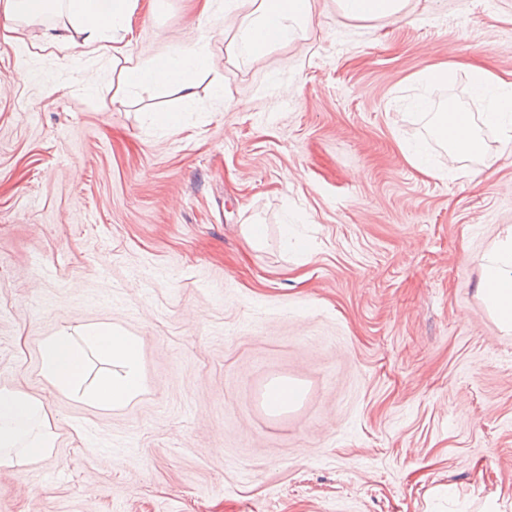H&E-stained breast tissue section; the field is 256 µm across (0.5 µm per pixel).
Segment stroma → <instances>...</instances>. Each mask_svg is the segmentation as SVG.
Returning a JSON list of instances; mask_svg holds the SVG:
<instances>
[{"instance_id": "35a3bbf8", "label": "stroma", "mask_w": 512, "mask_h": 512, "mask_svg": "<svg viewBox=\"0 0 512 512\" xmlns=\"http://www.w3.org/2000/svg\"><path fill=\"white\" fill-rule=\"evenodd\" d=\"M414 5L313 0L257 59L222 0L203 22L142 0L125 58L48 47L52 15L0 41V387L55 435L0 470V512H512V331L477 292L512 234V144L482 128L485 156L449 170L412 105L484 112L463 66L512 74V0ZM199 38L192 101L116 94L127 58ZM98 323L142 343L121 407L42 374L47 338ZM281 377L303 398L272 416ZM344 14L358 19L393 17L401 14L408 0H339Z\"/></svg>"}]
</instances>
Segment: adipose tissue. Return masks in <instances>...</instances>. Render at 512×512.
<instances>
[{
  "label": "adipose tissue",
  "mask_w": 512,
  "mask_h": 512,
  "mask_svg": "<svg viewBox=\"0 0 512 512\" xmlns=\"http://www.w3.org/2000/svg\"><path fill=\"white\" fill-rule=\"evenodd\" d=\"M138 0H0V30L6 39L18 41L22 26L41 20L50 9L67 17L61 27L48 28V45L79 48L81 54L125 53L121 34L131 31V17ZM310 0H259L252 21L240 35V51L247 57L264 55L267 48L259 34L274 29L277 40L288 39L294 26L310 13ZM207 46L196 42L175 48L154 59L130 61L121 77L122 88L174 85L185 99L194 96V76L206 69ZM470 88L474 94L491 98L484 125L512 133V81L480 65H469ZM473 116L455 108L435 114L431 135L451 145L449 165H456L481 150L474 135ZM486 308L502 329H512V238L502 242L486 263L479 285ZM94 350L112 362L110 375L93 385L85 383L86 352ZM42 372L59 388L85 392L90 399L112 407L129 403L142 386L141 349L137 338L108 324L86 327L80 337L62 332L47 339L42 347ZM53 446L49 418L42 403L15 388H0V468L12 466L16 454L31 459L45 456Z\"/></svg>",
  "instance_id": "ef3b65f1"
}]
</instances>
